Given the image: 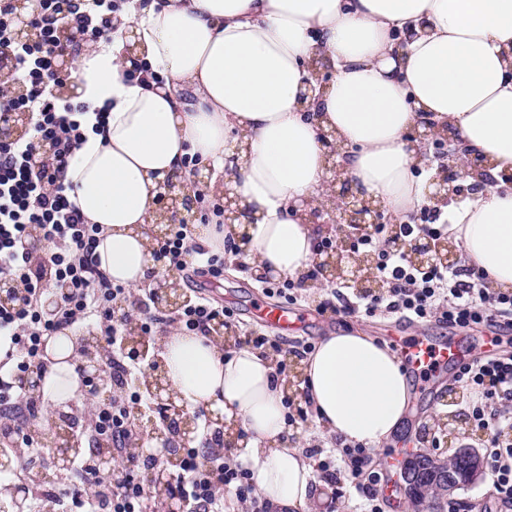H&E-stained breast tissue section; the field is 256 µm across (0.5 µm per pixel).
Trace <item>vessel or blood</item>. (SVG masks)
Returning a JSON list of instances; mask_svg holds the SVG:
<instances>
[{
    "mask_svg": "<svg viewBox=\"0 0 512 512\" xmlns=\"http://www.w3.org/2000/svg\"><path fill=\"white\" fill-rule=\"evenodd\" d=\"M261 321L274 326L278 332L293 335L298 331V319L281 306H257ZM390 343L404 360L410 372L421 380H429L432 375L446 368H458L469 362L471 353L462 339L433 342L420 336L408 339L392 334Z\"/></svg>",
    "mask_w": 512,
    "mask_h": 512,
    "instance_id": "obj_1",
    "label": "vessel or blood"
}]
</instances>
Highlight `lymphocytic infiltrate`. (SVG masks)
I'll return each instance as SVG.
<instances>
[{
	"mask_svg": "<svg viewBox=\"0 0 512 512\" xmlns=\"http://www.w3.org/2000/svg\"><path fill=\"white\" fill-rule=\"evenodd\" d=\"M129 17L128 0H34L29 22L34 39L17 40L12 0H0V114L26 113L25 134L0 140V281L11 283L10 303H0V452L28 454L40 460L38 441L30 434L32 422L48 410L42 397L24 390L21 377L30 369L45 370V341L66 329L95 323L103 351L98 373L84 376L85 394L92 400L84 424L74 438L96 449L107 442L113 468L77 456L67 483L43 491L51 512H147V474L158 459L153 454L130 457L129 448L141 446L143 435L133 423L134 413L155 414L149 392L139 387L145 362L126 350V322L137 318L145 335L157 325L209 335L214 323L232 324L234 312L206 295L196 296L174 315L157 312L149 287L132 289L113 283L100 269L95 249L102 225L89 223L65 182L72 155L79 147L87 117L102 121L103 112L87 114L85 105L65 95L71 79L58 64L61 26H69L83 47L110 43ZM52 144L43 154V144ZM439 211L421 207L417 220L401 224H374L361 230L346 227L356 252L373 257L380 281L377 292L334 283L319 314L373 317L396 316L411 324L434 322L454 329L503 326L512 329V290L489 287L484 273L466 263L448 267L418 266L406 244L419 239L439 241L448 235ZM40 238L41 251L29 242ZM163 271L193 270L209 281L221 280L224 257L196 242L190 225L173 222L167 237L152 251ZM242 345L262 350L276 362L277 375L288 372L289 361L307 358L316 346L308 340L291 341L264 331L242 330ZM454 381L467 392L466 418L487 450L493 478V497L502 512H512V353L475 357L455 373ZM200 419V444L181 448V472L173 487L182 512H224L225 496H233L247 512H273L256 491L252 472L224 453V439ZM306 456L316 459L323 478L335 486L337 500L358 494L361 512H382L386 498L380 478L368 470L369 454L362 445L347 446L333 457L320 448Z\"/></svg>",
	"mask_w": 512,
	"mask_h": 512,
	"instance_id": "obj_1",
	"label": "lymphocytic infiltrate"
}]
</instances>
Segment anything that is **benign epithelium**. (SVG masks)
Masks as SVG:
<instances>
[{
    "label": "benign epithelium",
    "instance_id": "benign-epithelium-1",
    "mask_svg": "<svg viewBox=\"0 0 512 512\" xmlns=\"http://www.w3.org/2000/svg\"><path fill=\"white\" fill-rule=\"evenodd\" d=\"M16 8L17 24L15 26L16 38L22 41L30 40L34 30L30 27L27 15L33 5V0H13ZM332 69L330 61L324 58H315L310 65L311 78L306 80V92L301 94V100L316 96L326 89L328 81L326 73ZM28 122V115L22 113H3L0 115V139H14L23 132ZM415 138L432 143L437 150L435 158L440 160L436 173L432 179L434 192L430 198L436 202L447 201L457 195L459 185L457 181L467 177L489 182L485 168L487 162L484 157H473L469 151L457 148L450 150V145L457 142L456 135L448 128L439 129L429 122L423 128L415 131ZM320 140L328 148L330 161L329 171L332 175L331 184L334 190L326 196L325 201L311 206L308 211L310 224H346L360 229H366L371 224L380 223L383 216L381 206L353 195L346 190L348 177L344 176L342 164L336 162L337 150L332 142V134L321 132ZM197 180V173L189 177L180 175L171 176L164 181L158 192V206L153 212L147 226L150 237L159 238L166 234V224L176 217L184 224H193L198 220V201L186 193V179ZM411 258L420 265L432 263L436 260L440 246L432 240H420L406 248ZM315 265L319 268L322 279L326 281L352 278L358 284L371 288L376 286L372 267L359 259L346 238L339 240L335 250L326 252L317 257ZM154 300L156 306L168 310H177L186 305L190 298L167 278H157L154 281ZM99 344L92 339H86L83 346V361L81 367L97 370L100 360L97 357ZM147 382L149 390L155 397L160 409L166 416L169 427L174 430L180 443L186 447L195 444L198 432L197 417L188 413L186 405L168 383L165 370L149 364ZM66 417L61 416L54 422L49 432L52 439V448L59 468H64L68 461L77 453L78 445L70 435V429L65 426ZM456 458L463 461L467 467L469 481L474 483L483 475V466L479 454L472 448H461ZM176 464L173 456H168V467L157 471L150 476L156 487V499L163 506L164 512H174L173 504L176 495L173 492V474L170 467Z\"/></svg>",
    "mask_w": 512,
    "mask_h": 512
}]
</instances>
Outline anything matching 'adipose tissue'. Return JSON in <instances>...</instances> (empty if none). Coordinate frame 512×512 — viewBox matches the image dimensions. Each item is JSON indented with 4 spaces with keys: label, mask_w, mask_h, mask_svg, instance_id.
Masks as SVG:
<instances>
[{
    "label": "adipose tissue",
    "mask_w": 512,
    "mask_h": 512,
    "mask_svg": "<svg viewBox=\"0 0 512 512\" xmlns=\"http://www.w3.org/2000/svg\"><path fill=\"white\" fill-rule=\"evenodd\" d=\"M131 32L76 61L78 99L107 108L85 129L67 181L112 282L146 283L151 240L143 231L161 181L200 156L222 173L233 200L223 232L197 224L195 239L252 265L298 277L316 256L318 230L305 207L328 193L333 134L358 193L403 221L426 202L417 176L427 159L410 136L423 120L455 129L486 158L492 184L441 209L448 240L497 289L512 288V0H132ZM410 34L406 48L398 35ZM335 75L303 106L312 60ZM144 63L163 84L126 80ZM160 355L188 409L223 413L251 440L249 465L261 496L304 512L319 483L302 449L290 447L288 384L259 351L224 354L196 332L164 336ZM42 392L74 397L78 334L47 341ZM318 424L367 450L389 443L406 420L411 389L400 360L362 332L331 333L303 361Z\"/></svg>",
    "instance_id": "obj_1"
}]
</instances>
